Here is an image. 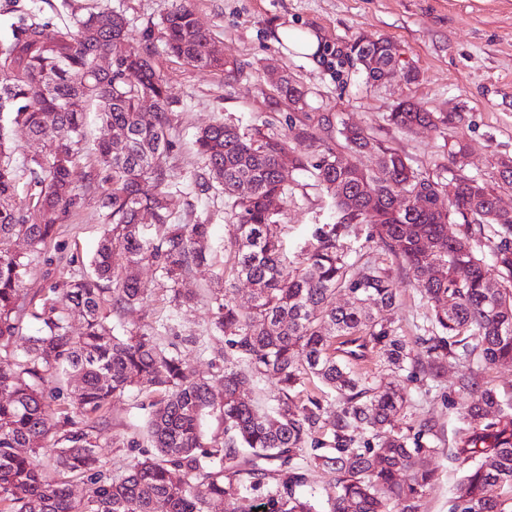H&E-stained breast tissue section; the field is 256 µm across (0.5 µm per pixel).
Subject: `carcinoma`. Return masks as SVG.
Wrapping results in <instances>:
<instances>
[{
	"instance_id": "carcinoma-1",
	"label": "carcinoma",
	"mask_w": 512,
	"mask_h": 512,
	"mask_svg": "<svg viewBox=\"0 0 512 512\" xmlns=\"http://www.w3.org/2000/svg\"><path fill=\"white\" fill-rule=\"evenodd\" d=\"M19 2L11 32L0 36V512H156L160 503L166 512H213L215 504L235 512L242 494L257 495L259 512H418L435 478L424 464L433 449L423 444L433 426L421 423L411 438L395 431L404 393L372 387L349 359L371 346L389 365H409L426 376L439 375L450 355L484 369L512 363V210L499 207L496 189L475 177L423 172L360 127L337 130L345 143L339 149L301 124L294 139L308 151L292 156L293 168L310 173L331 197L336 223L316 228L298 261L288 265L269 209L272 199L290 191L278 169L288 141L259 127L245 133L226 120L202 129L195 145L204 172L194 186L205 193L218 185L234 216L231 274L209 291L212 330L224 335L232 361L215 379L196 377L164 343L161 327L127 331L104 314L108 306L134 308L152 292L127 269L153 265L177 309L190 301L179 288L182 278L210 260L200 246L209 225L173 222L181 195L169 191L166 162L177 147L173 101L153 65L152 35L128 50L131 62L119 61L101 75L97 56L127 36L112 8L103 3L74 12L72 24L51 31L40 12ZM161 24L173 56L194 67L224 65L184 0L166 4ZM394 47L387 37L352 45L357 56L379 66L397 62ZM277 91L293 105L305 101L303 88L288 77ZM145 93L157 102L147 117L138 111ZM91 108L123 138L89 145ZM389 121L411 130L448 125L453 116L423 112L403 98ZM13 127L48 140L45 153L27 162L32 210L13 204ZM91 149L97 167L78 185L73 169ZM363 152L378 154L375 169L354 166ZM144 181L156 192L142 193ZM366 182L371 195L363 190ZM96 192L111 227L88 270L28 298L34 256L54 235V224L42 216H64ZM143 211L152 214L151 223L142 222ZM354 224L371 225L372 241L421 284L435 333L416 340L419 351L383 316L397 298L390 275L371 266L356 270L344 252L342 240ZM451 224L459 233L449 232ZM485 224L494 227L491 264L473 246L474 228ZM20 239L29 254L16 251ZM235 279L252 286L245 312L228 286ZM342 290L350 301L338 306ZM74 316L84 322L78 336L70 329ZM338 336L363 342L340 357ZM309 375L336 393L337 405L315 396L296 403L291 392ZM250 376L277 380L276 414L260 412L241 396ZM51 379L67 391L56 406L44 389ZM143 383L160 393L146 422L155 454L119 478L107 476L98 428L112 400ZM459 384L470 401L451 453L463 475L449 512H512V398L489 387L478 371L463 374ZM208 418L219 433L205 434ZM326 424L327 448L316 437ZM358 428L371 434L362 448L353 444ZM50 439L56 456L45 467L40 450ZM306 447L315 466L335 474L321 500L306 491L309 472L293 462ZM78 478L87 488L75 499L70 485Z\"/></svg>"
}]
</instances>
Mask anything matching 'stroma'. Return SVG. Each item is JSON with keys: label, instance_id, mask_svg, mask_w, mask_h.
Returning a JSON list of instances; mask_svg holds the SVG:
<instances>
[{"label": "stroma", "instance_id": "35a3bbf8", "mask_svg": "<svg viewBox=\"0 0 512 512\" xmlns=\"http://www.w3.org/2000/svg\"><path fill=\"white\" fill-rule=\"evenodd\" d=\"M123 12L129 24V43H142L146 34H159L163 0H105ZM201 27L224 55L220 68H197L157 51L154 64L166 79L174 102V127L179 140L167 165L172 187L185 191L177 220L209 224L205 242L208 264L183 277L180 287L191 302L174 308L170 295L155 289L140 307L122 316L125 329L171 322L167 342L176 345L189 368L211 377L226 364V345L220 334H209L207 291L216 287L225 267L233 262L230 244L231 212L224 198L197 194L193 181L203 162L194 145L197 129L228 118L242 130L262 125L265 132L290 134L289 116L309 120L319 138L335 142L341 124L365 128L385 146L409 159L413 166L449 177L450 153L465 145L463 174L484 179L498 189L504 206L512 208V187L499 176L501 160L512 158V0H187ZM289 25L311 30L319 39V57L295 53L277 42L275 31ZM387 37L396 42L406 62L417 72L412 84L391 78L373 86L352 67L346 53L356 40ZM281 71L306 91L304 108L281 97L270 75ZM409 97L421 109L451 115L453 124L440 129L405 131L391 125L388 115L399 98ZM291 194L278 208L277 235L287 260H294L312 240L314 230L334 223L330 199L310 173L289 169ZM105 220L96 197H88L65 219L56 221L55 235L33 264L26 283L35 293L80 274L96 252ZM366 224L353 225L345 246L352 259L389 270L399 290L388 318L408 343L430 336L432 321L423 291L406 275L387 250L370 237ZM204 337L203 346L191 344ZM356 371L380 387L403 388L407 403L394 421L397 431L415 433L422 420H431L433 451L426 458L435 480L419 502V512H448L460 479L450 454L462 426L466 401L458 387L465 371L462 360L448 358L438 377L396 370L377 350L355 361ZM149 409L143 394L130 391L113 401L107 423L99 431L104 469L112 476L152 455L142 428Z\"/></svg>", "mask_w": 512, "mask_h": 512}]
</instances>
